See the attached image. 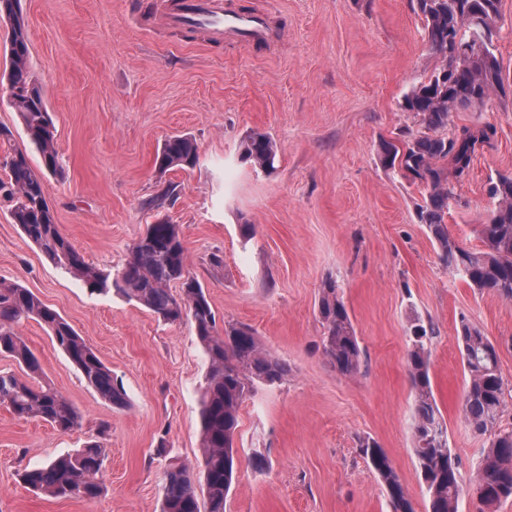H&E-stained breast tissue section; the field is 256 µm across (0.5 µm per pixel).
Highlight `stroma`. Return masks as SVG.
I'll use <instances>...</instances> for the list:
<instances>
[{"label":"stroma","mask_w":512,"mask_h":512,"mask_svg":"<svg viewBox=\"0 0 512 512\" xmlns=\"http://www.w3.org/2000/svg\"><path fill=\"white\" fill-rule=\"evenodd\" d=\"M234 2L265 13L267 43H208L194 30L145 26L138 0H23L29 67L62 166L45 175L46 197L63 233L103 270L122 266L147 225H179L188 269L218 322L250 325L288 363L285 381L258 386L240 407L242 464L227 512H391L359 454L363 437L384 448L416 512H426L412 447L408 329L416 318L435 328L433 395L468 474L488 439L462 414L459 320L498 348L510 392L501 424L512 428V300L449 274L418 221L426 188L380 161L381 141L399 144L419 130L401 104L438 63L417 0ZM7 65L0 38V126L13 133L0 141V158L27 144L8 104ZM454 122L497 129L448 211L450 237L477 251L489 178L512 172V92L455 113ZM255 131L279 147L272 172L241 158L242 141ZM178 133L195 139L198 163L160 171L156 156ZM169 185L174 196L149 207ZM215 253L222 266H212ZM0 279L59 312L129 398L127 408H112L45 328L32 319L18 325L80 424L62 433L0 404V512H161L166 469L200 455L206 365L190 322L168 324L122 296L91 292L47 260L1 202ZM328 279L364 351L355 377L336 374L322 353L318 299ZM91 442L105 453L97 499L54 498L21 483L19 470Z\"/></svg>","instance_id":"stroma-1"}]
</instances>
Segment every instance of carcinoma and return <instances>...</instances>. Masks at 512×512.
Masks as SVG:
<instances>
[{"mask_svg":"<svg viewBox=\"0 0 512 512\" xmlns=\"http://www.w3.org/2000/svg\"><path fill=\"white\" fill-rule=\"evenodd\" d=\"M428 45L440 59L428 80L404 96L402 108L420 117L422 130L404 142L403 153L384 141L380 159L387 169L424 185L427 197L418 219L437 246L440 260L454 276L479 290L488 289L512 300V172L490 180L494 207L479 233L483 249L470 251L448 234L446 218L456 187L469 174L476 153L493 145L494 125L457 126L452 113L477 109L493 93H505L503 67L495 40L500 0H418ZM0 21L6 23L9 51L7 80L17 91L9 104L18 113L30 149H14L3 159L6 179L0 195L13 203L12 217L25 236L57 267L84 282L90 290L115 291L147 308L166 323L190 321L207 363L199 403L201 456L193 466L171 465L161 488V512H226V502L241 460L234 439L240 407L259 385H274L288 377V364L267 351L253 329L228 323L217 330L216 315L206 293L186 264L178 225L166 220L149 224L133 243L121 268L101 270L89 263L63 234L44 191L43 176L31 165L36 151L42 169L61 172L55 127L41 90L28 69L29 38L21 0H0ZM467 45L470 56L461 58ZM279 154L264 132H253L242 144L241 158L262 171H271ZM198 161L197 145L187 134L167 138L157 155L159 170H190ZM179 287L174 292L173 287ZM318 311L325 328L322 351L341 376L361 373L363 351L336 281L323 282ZM28 319L38 321L77 368L86 384L115 409L128 406L126 391L112 371L75 329L30 289L0 279V355L13 359L25 371L21 379L0 373V403L18 418L38 417L61 432L79 425L74 405L41 379L39 359L15 330ZM432 325L415 319L409 335L407 371L414 390L412 442L417 468L428 498L427 512H459L464 485L458 458L448 446L447 428L435 403L430 378ZM459 350L467 382L462 412L478 435H493L469 480L483 510L512 499V428H498L505 403L504 382L494 343L461 317ZM360 454L377 473L389 497L392 512H416L389 457L371 438L359 439ZM103 465L101 445L89 444L72 453L23 469L20 480L30 491L56 498H98ZM203 478L197 493L194 472Z\"/></svg>","mask_w":512,"mask_h":512,"instance_id":"cac0c4a2","label":"carcinoma"}]
</instances>
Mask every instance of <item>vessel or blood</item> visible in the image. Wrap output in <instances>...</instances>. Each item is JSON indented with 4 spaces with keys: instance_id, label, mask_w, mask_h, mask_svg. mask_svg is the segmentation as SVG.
<instances>
[{
    "instance_id": "vessel-or-blood-1",
    "label": "vessel or blood",
    "mask_w": 512,
    "mask_h": 512,
    "mask_svg": "<svg viewBox=\"0 0 512 512\" xmlns=\"http://www.w3.org/2000/svg\"><path fill=\"white\" fill-rule=\"evenodd\" d=\"M152 18L163 25L197 30L210 42L251 43L269 37L262 14L239 13L229 0H154Z\"/></svg>"
}]
</instances>
